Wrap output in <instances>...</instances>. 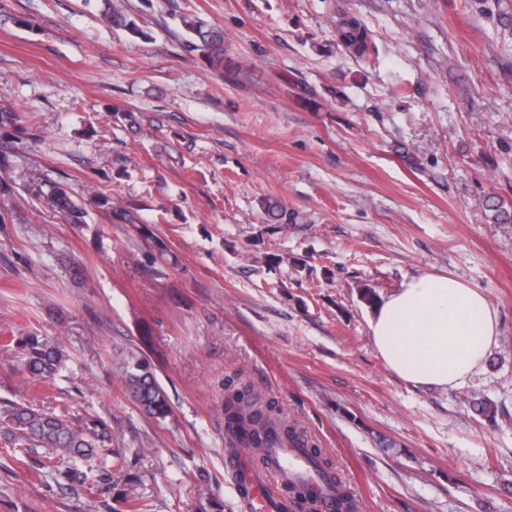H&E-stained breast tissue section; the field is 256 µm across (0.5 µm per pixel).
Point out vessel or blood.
<instances>
[{
  "label": "vessel or blood",
  "instance_id": "b4317fda",
  "mask_svg": "<svg viewBox=\"0 0 512 512\" xmlns=\"http://www.w3.org/2000/svg\"><path fill=\"white\" fill-rule=\"evenodd\" d=\"M242 477L247 492L241 502L245 512H275L274 503L268 494L271 483L286 481L308 482L319 493L320 512H335V501L330 492L328 481L308 462L303 449L272 448L267 453L264 467H250L244 457H235L230 461Z\"/></svg>",
  "mask_w": 512,
  "mask_h": 512
}]
</instances>
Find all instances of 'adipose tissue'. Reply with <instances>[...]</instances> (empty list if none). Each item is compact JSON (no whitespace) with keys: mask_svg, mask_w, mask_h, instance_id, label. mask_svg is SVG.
I'll list each match as a JSON object with an SVG mask.
<instances>
[{"mask_svg":"<svg viewBox=\"0 0 512 512\" xmlns=\"http://www.w3.org/2000/svg\"><path fill=\"white\" fill-rule=\"evenodd\" d=\"M369 333L402 380L453 388L497 344L499 319L481 290L448 275L419 274L377 301Z\"/></svg>","mask_w":512,"mask_h":512,"instance_id":"adipose-tissue-1","label":"adipose tissue"}]
</instances>
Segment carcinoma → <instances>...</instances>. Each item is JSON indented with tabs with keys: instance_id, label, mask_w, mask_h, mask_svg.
I'll use <instances>...</instances> for the list:
<instances>
[{
	"instance_id": "cac0c4a2",
	"label": "carcinoma",
	"mask_w": 512,
	"mask_h": 512,
	"mask_svg": "<svg viewBox=\"0 0 512 512\" xmlns=\"http://www.w3.org/2000/svg\"><path fill=\"white\" fill-rule=\"evenodd\" d=\"M111 23L128 29L137 37L146 33L124 11L112 5V11L104 13ZM184 25L195 41L194 48L208 59L212 68L224 69V33L215 28H205L201 20H186ZM342 41L363 55L368 50V34L361 25L346 19L340 26ZM47 208L59 214L69 224H82L87 214L85 203L74 197L68 187L59 185L46 194ZM14 345L23 347L21 369L29 383H48L55 379L63 364V353L46 340L28 336L21 340L13 336H0V347L9 350ZM121 380L126 391L143 414L154 419H165L172 413L168 396L157 380L149 360L132 355L121 366ZM224 433L229 447L263 453L264 449L288 443L305 450L313 466L320 472H335L333 462L320 448L311 444L296 424L280 416L276 401L262 400L253 395L252 389L228 378L224 381ZM0 436L6 445L14 449V457L24 460L36 453L41 459L36 464L50 472L80 483V472L68 461H88L97 456L100 449L112 458L111 469L104 475L123 472L122 456L108 448L111 438L106 425L98 423L92 427H81L57 414L30 404H11L0 407ZM335 512H359V503L340 476H335L333 485ZM279 509L286 512L292 505L315 504L316 494L301 483L288 482L282 485Z\"/></svg>"
}]
</instances>
